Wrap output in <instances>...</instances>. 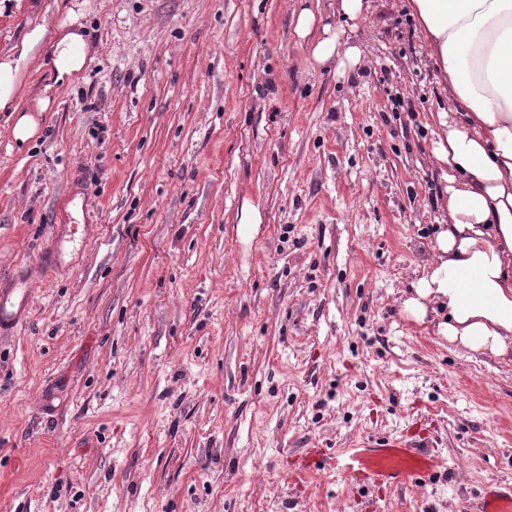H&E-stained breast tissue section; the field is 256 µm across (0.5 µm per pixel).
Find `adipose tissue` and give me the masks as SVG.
<instances>
[{"instance_id": "1", "label": "adipose tissue", "mask_w": 512, "mask_h": 512, "mask_svg": "<svg viewBox=\"0 0 512 512\" xmlns=\"http://www.w3.org/2000/svg\"><path fill=\"white\" fill-rule=\"evenodd\" d=\"M412 15L448 108L436 115L435 164L442 172L447 221L402 306L415 322L442 311L438 335L460 348L512 361V0H411ZM82 11L55 30L37 25L0 55V111L18 95L22 65L49 44L55 84H72L89 45ZM295 34L311 38L317 66L359 65L360 46L340 47L331 26L301 8Z\"/></svg>"}]
</instances>
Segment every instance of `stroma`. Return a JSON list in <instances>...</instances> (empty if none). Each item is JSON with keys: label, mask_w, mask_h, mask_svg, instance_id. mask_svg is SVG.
<instances>
[{"label": "stroma", "mask_w": 512, "mask_h": 512, "mask_svg": "<svg viewBox=\"0 0 512 512\" xmlns=\"http://www.w3.org/2000/svg\"><path fill=\"white\" fill-rule=\"evenodd\" d=\"M78 1L82 79L21 69L26 143L0 112V282L35 281L0 338V512H468L512 482V363L402 308L448 106L410 0L352 25L336 0H0V53ZM303 6L366 60L316 66ZM418 421L430 482L283 479ZM327 455L323 448H308L305 453L297 458L290 472L287 474V480L290 484H299L306 482L318 471H322V465H325Z\"/></svg>", "instance_id": "stroma-1"}]
</instances>
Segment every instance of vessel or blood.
I'll use <instances>...</instances> for the list:
<instances>
[{"label": "vessel or blood", "instance_id": "vessel-or-blood-1", "mask_svg": "<svg viewBox=\"0 0 512 512\" xmlns=\"http://www.w3.org/2000/svg\"><path fill=\"white\" fill-rule=\"evenodd\" d=\"M32 289L22 280L0 290V334L14 329L29 313ZM321 448H309L297 458L287 474L292 484L306 482L322 465L331 464L337 475L353 482L379 487H397L410 481L432 477L444 464L436 454L423 450L410 431L395 436L369 439L338 452L326 461ZM479 512H512V484L490 483L484 488Z\"/></svg>", "mask_w": 512, "mask_h": 512}]
</instances>
